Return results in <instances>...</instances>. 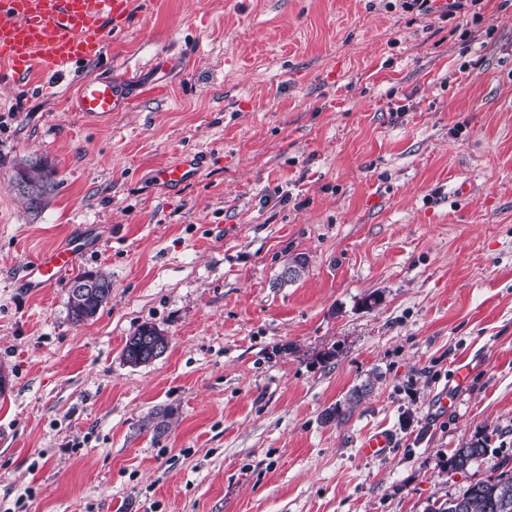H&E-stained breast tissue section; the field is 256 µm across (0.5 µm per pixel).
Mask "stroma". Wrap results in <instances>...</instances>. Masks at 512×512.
Wrapping results in <instances>:
<instances>
[{
    "label": "stroma",
    "instance_id": "1",
    "mask_svg": "<svg viewBox=\"0 0 512 512\" xmlns=\"http://www.w3.org/2000/svg\"><path fill=\"white\" fill-rule=\"evenodd\" d=\"M100 76L130 107L73 111ZM82 228L112 296L76 324L17 281ZM0 371V512H424L512 459V0H160L65 77L0 64ZM202 161L195 157H178L163 167L159 179L170 187H183L192 181L201 168ZM157 331H161L155 325L145 323L140 325L134 333L126 340L123 348V357L126 363L132 366H138V362L142 353L144 336H152ZM487 449L480 442L457 448L448 458V469L452 472H466L474 463L486 455Z\"/></svg>",
    "mask_w": 512,
    "mask_h": 512
}]
</instances>
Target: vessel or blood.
<instances>
[{"mask_svg": "<svg viewBox=\"0 0 512 512\" xmlns=\"http://www.w3.org/2000/svg\"><path fill=\"white\" fill-rule=\"evenodd\" d=\"M133 16V0H0V62L14 74L63 76L82 60L99 56L105 37L124 31ZM129 92L109 77L82 81L74 108L86 116L108 118L127 109ZM201 168L195 157H179L163 167L159 179L183 187ZM86 232L30 260L20 281L24 288H46L73 271L90 249Z\"/></svg>", "mask_w": 512, "mask_h": 512, "instance_id": "1", "label": "vessel or blood"}]
</instances>
